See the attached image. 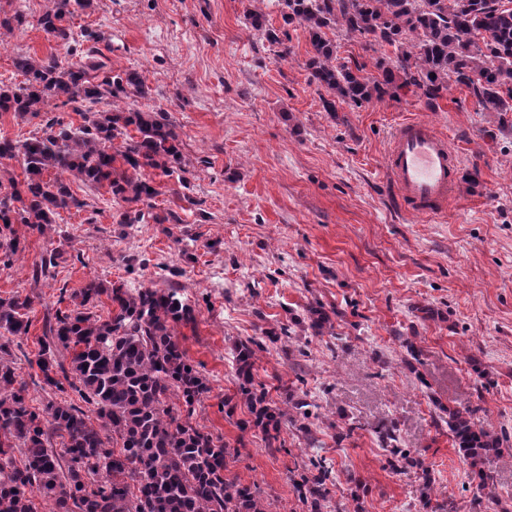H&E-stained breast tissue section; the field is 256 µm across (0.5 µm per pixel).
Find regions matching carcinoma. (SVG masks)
<instances>
[{
	"instance_id": "1",
	"label": "carcinoma",
	"mask_w": 512,
	"mask_h": 512,
	"mask_svg": "<svg viewBox=\"0 0 512 512\" xmlns=\"http://www.w3.org/2000/svg\"><path fill=\"white\" fill-rule=\"evenodd\" d=\"M284 24L302 29L311 47L312 81L336 102L361 106L392 89L413 86L426 104L442 97L449 82L466 87L488 112H512V7L503 0H281ZM71 0H49L40 18L44 31L64 45L72 32L63 25ZM252 27L270 43L280 42L263 13L248 10ZM340 25L364 38L362 50L376 55L378 76L365 66L339 61L326 29ZM394 56H381L385 47ZM89 63L56 56L41 60L20 56L15 67L26 81L0 88V112L38 116L41 105L56 100L82 118L77 127L46 120L42 134L21 144L0 140V160L22 158L23 181L9 178L11 193L0 196V224L10 230L5 248L12 260L22 248L14 224L40 234L58 210L85 206L64 175L95 187L106 184L117 203L128 206L120 223L136 224L137 205L157 195L140 177L146 168L171 175L182 169L179 136L167 113L126 108L125 100L144 94L136 73L99 76L106 63L89 54ZM134 127L136 134L129 133ZM125 169L117 171L116 163ZM54 171L46 180L44 174ZM21 206H16V203ZM105 295L112 317L103 320L88 305ZM76 309L58 311L38 337L36 364L42 383L63 390L67 381L80 400L30 404L28 384L17 375L18 338L29 332L24 310L29 298H0V512H269L257 485H245L230 473L239 456L224 438L197 421L196 406L207 391L204 377L189 363L177 340V327L194 318L180 289L142 287L91 280L70 295ZM264 345L254 339L236 346L238 394L251 418L240 430L259 429L268 447H284L282 424L290 423L309 443L311 417L303 399L281 407L255 388L253 366ZM70 355L65 367L62 352ZM63 374V380L57 375ZM181 401L185 410L169 404ZM479 406L446 409L439 421L448 426L471 472L489 478L491 455L501 454V437L475 421ZM388 452L383 468L399 474L422 462L399 447L396 428L379 432ZM296 482L307 512H322L328 502L333 467L323 457L302 464Z\"/></svg>"
}]
</instances>
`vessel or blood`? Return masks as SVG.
Wrapping results in <instances>:
<instances>
[{
  "label": "vessel or blood",
  "instance_id": "vessel-or-blood-1",
  "mask_svg": "<svg viewBox=\"0 0 512 512\" xmlns=\"http://www.w3.org/2000/svg\"><path fill=\"white\" fill-rule=\"evenodd\" d=\"M458 168L452 145L428 121H408L394 130L387 169L408 212L439 214L453 193Z\"/></svg>",
  "mask_w": 512,
  "mask_h": 512
}]
</instances>
